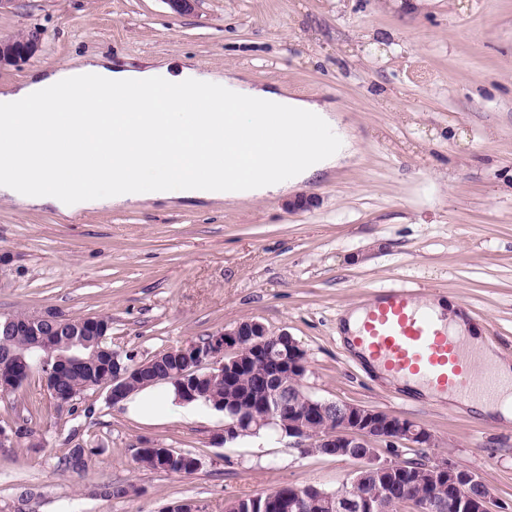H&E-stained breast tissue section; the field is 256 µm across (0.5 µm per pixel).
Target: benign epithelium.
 Instances as JSON below:
<instances>
[{
	"instance_id": "obj_1",
	"label": "benign epithelium",
	"mask_w": 512,
	"mask_h": 512,
	"mask_svg": "<svg viewBox=\"0 0 512 512\" xmlns=\"http://www.w3.org/2000/svg\"><path fill=\"white\" fill-rule=\"evenodd\" d=\"M40 41L41 33L35 29L15 39L0 40V67H17L29 62L39 50ZM3 322L12 331L32 337L29 348L41 350L50 336L44 330L45 324L59 322L64 326L69 320L47 310L39 314L11 315L3 318ZM108 328L109 323L99 318L85 319L74 332L78 336L74 345L92 349L91 357L94 358L98 350L93 348L92 337L106 335ZM188 350L195 352L199 368L228 380L233 379L235 373L253 367L259 358L273 361L277 369L260 375L257 381L264 391V407L268 410L267 414L256 417L257 424L288 437L289 445L304 454H323L333 448L338 454L358 458L363 461V474L378 485L387 483L388 475L402 468L404 463L397 458L380 459L375 452V443L395 448L406 440L416 448L434 447V436L430 431L408 419L361 405L310 397L304 412L295 413L286 421L279 417L272 407L292 396V390L303 388L308 368L304 349L286 332L271 333L258 321L244 320L216 332L205 343L189 342L176 350H168V353L179 358ZM6 364L24 366L28 378L40 372L49 399L59 407L64 406L56 399L51 372L43 371V358L38 357L31 364L22 358L8 360ZM146 366V362L131 363L123 372H112V404L117 405L123 400L125 378L137 375ZM335 416L341 419V424L333 428L331 421ZM426 472L431 483L447 482L448 503L444 506L432 497L422 496L415 512H496L494 499L476 471L459 465L451 457H441L429 463ZM327 498L333 501L335 512H374L375 509L373 497L353 490L349 484ZM310 507L311 500L303 489L290 487V512H308Z\"/></svg>"
}]
</instances>
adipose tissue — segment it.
<instances>
[{
  "label": "adipose tissue",
  "mask_w": 512,
  "mask_h": 512,
  "mask_svg": "<svg viewBox=\"0 0 512 512\" xmlns=\"http://www.w3.org/2000/svg\"><path fill=\"white\" fill-rule=\"evenodd\" d=\"M180 91L163 98L164 86ZM126 95L136 125L109 109L113 90ZM208 101V113L186 111ZM233 111H225V102ZM285 112L294 128L252 149L240 135L255 113ZM356 149L333 104L282 86H257L238 74L181 60L121 64L100 56L31 73L0 89V196L27 205L92 209L155 199L246 200L293 193L298 185L349 162ZM436 319L466 336L499 380H512V358L486 347L459 304L431 302ZM126 415L152 423L170 411L197 416L198 403L178 400L172 385H155L121 402Z\"/></svg>",
  "instance_id": "1"
}]
</instances>
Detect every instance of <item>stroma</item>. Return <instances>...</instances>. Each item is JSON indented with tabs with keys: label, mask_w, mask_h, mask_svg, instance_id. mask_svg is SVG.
<instances>
[{
	"label": "stroma",
	"mask_w": 512,
	"mask_h": 512,
	"mask_svg": "<svg viewBox=\"0 0 512 512\" xmlns=\"http://www.w3.org/2000/svg\"><path fill=\"white\" fill-rule=\"evenodd\" d=\"M33 29L36 56L0 67V88L90 55L188 57L333 103L357 154L306 183L315 204L300 211L274 194L81 211L0 198V316L108 318L113 349L137 362L244 320L288 332L307 355L308 394L428 429V456L477 471L512 512V427L395 389L337 332L345 308L406 286L463 304L512 357V0H200L183 16L165 0H15L0 10V39ZM24 422L31 440L0 447V512H162L184 501L225 512L282 486L336 490L358 467L264 435L215 444L220 412L143 425L103 389L59 407L37 374L0 395V428ZM78 444L94 450L88 469L63 471ZM139 448L189 452L201 467L148 470ZM105 483L138 493L105 498Z\"/></svg>",
	"instance_id": "obj_1"
}]
</instances>
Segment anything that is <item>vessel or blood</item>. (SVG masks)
<instances>
[{
    "label": "vessel or blood",
    "mask_w": 512,
    "mask_h": 512,
    "mask_svg": "<svg viewBox=\"0 0 512 512\" xmlns=\"http://www.w3.org/2000/svg\"><path fill=\"white\" fill-rule=\"evenodd\" d=\"M288 124L287 114L263 112L245 138L258 141ZM353 344L389 373L417 379L441 393L464 399L495 393L498 387L480 366L478 354L449 326L438 324L411 288L375 290Z\"/></svg>",
    "instance_id": "1"
}]
</instances>
